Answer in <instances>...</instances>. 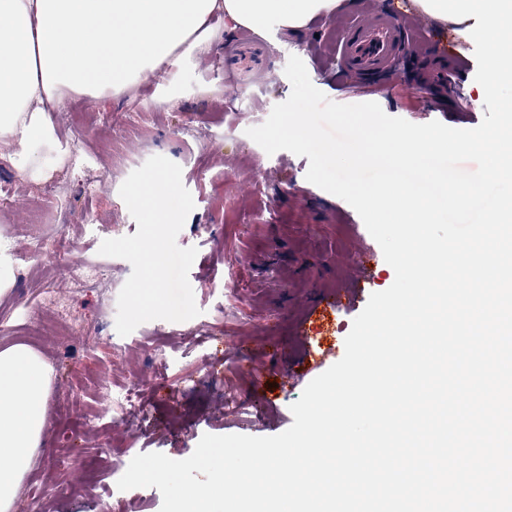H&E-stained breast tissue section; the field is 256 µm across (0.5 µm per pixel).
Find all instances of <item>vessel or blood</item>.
Segmentation results:
<instances>
[{
    "mask_svg": "<svg viewBox=\"0 0 512 512\" xmlns=\"http://www.w3.org/2000/svg\"><path fill=\"white\" fill-rule=\"evenodd\" d=\"M421 38L420 29L402 25L395 16L370 14L343 24L336 58L345 69L379 75Z\"/></svg>",
    "mask_w": 512,
    "mask_h": 512,
    "instance_id": "1",
    "label": "vessel or blood"
}]
</instances>
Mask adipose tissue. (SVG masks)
<instances>
[{
	"mask_svg": "<svg viewBox=\"0 0 512 512\" xmlns=\"http://www.w3.org/2000/svg\"><path fill=\"white\" fill-rule=\"evenodd\" d=\"M423 12L468 30L480 26L493 79L512 84V0H413ZM344 0H0V143L30 180L64 162L48 112L66 92L123 90L161 67L187 61L219 14L230 27L292 31ZM53 368L22 345L0 350V512H12L47 426Z\"/></svg>",
	"mask_w": 512,
	"mask_h": 512,
	"instance_id": "1",
	"label": "adipose tissue"
}]
</instances>
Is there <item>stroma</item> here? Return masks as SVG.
<instances>
[{"instance_id": "35a3bbf8", "label": "stroma", "mask_w": 512, "mask_h": 512, "mask_svg": "<svg viewBox=\"0 0 512 512\" xmlns=\"http://www.w3.org/2000/svg\"><path fill=\"white\" fill-rule=\"evenodd\" d=\"M387 7L419 25L422 40L385 77L342 69L334 53L341 13L318 16L299 34L271 24L248 35L215 17L208 40L182 66L161 68L116 96L69 95L52 110L71 156L40 182L17 175L10 146L0 143V192L7 194L0 238L13 271L0 294V349L27 346L53 367L44 444L14 512H103L107 503L112 512H160L157 488H117L134 456L181 460L206 434H279L307 384L342 358L369 299L356 288L363 270L378 292L395 273L356 211L306 180L308 157L267 155L245 131L289 97L284 69L292 55L331 101H373L415 124L478 126L488 108L475 79L460 98L434 79L448 56L473 60L470 33L410 0H358L350 11ZM155 155L181 166L195 203L177 243L198 250L189 281L200 314L149 321L123 337L115 329L117 298L132 267L98 249L102 240L136 233L119 188ZM61 236L64 248L45 252ZM77 256L104 264L108 279L74 288ZM332 290L344 300L325 330L312 309ZM129 389L134 403L113 402L86 425L106 391Z\"/></svg>"}]
</instances>
